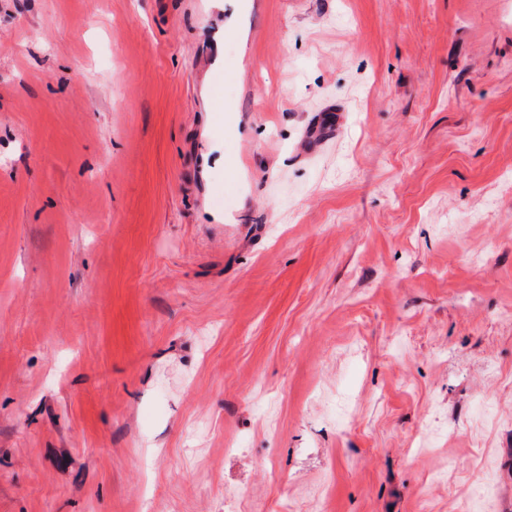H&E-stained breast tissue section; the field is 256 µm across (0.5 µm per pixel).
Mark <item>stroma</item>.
<instances>
[{"label": "stroma", "instance_id": "obj_1", "mask_svg": "<svg viewBox=\"0 0 512 512\" xmlns=\"http://www.w3.org/2000/svg\"><path fill=\"white\" fill-rule=\"evenodd\" d=\"M512 512V0H0V512Z\"/></svg>", "mask_w": 512, "mask_h": 512}]
</instances>
